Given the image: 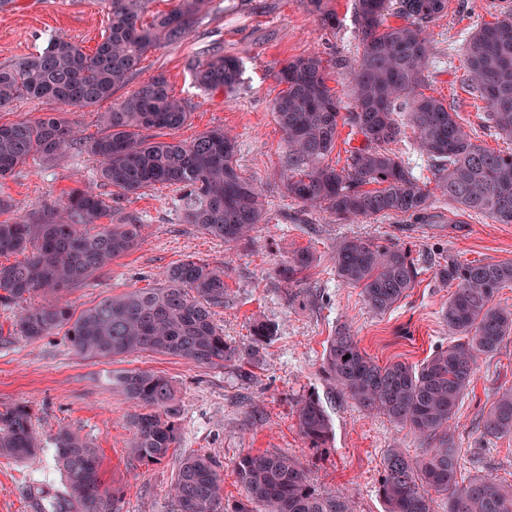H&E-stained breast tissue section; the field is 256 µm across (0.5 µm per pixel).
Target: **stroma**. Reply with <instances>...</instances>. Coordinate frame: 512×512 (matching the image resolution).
<instances>
[{
	"label": "stroma",
	"mask_w": 512,
	"mask_h": 512,
	"mask_svg": "<svg viewBox=\"0 0 512 512\" xmlns=\"http://www.w3.org/2000/svg\"><path fill=\"white\" fill-rule=\"evenodd\" d=\"M328 7L336 13L332 29L322 25L310 0H210L183 41L148 53L139 72L114 94L122 99L143 80L164 75L190 118L178 130L159 131V139L188 141L216 127L236 136L237 168L261 188L267 202L264 221L248 246L224 244L181 223L179 194L173 189L122 195L101 179L96 160L80 149L48 165L30 162L0 181V197L12 203L0 212V222L28 217L75 187L104 201L102 224L128 214L141 218L142 240L134 251L64 292L73 313L107 297L159 286L163 271L193 257L224 270L227 295L214 319L229 345L249 342L254 323L275 328L259 363L247 369L234 361L202 367L153 352L94 359L77 356L61 330L26 339L15 326L22 303L0 304V407L29 405L42 435L64 426L86 437L100 452L105 480L120 491L121 512H178L170 487L181 458L197 450L220 460L224 497L231 501L242 493L234 473L238 455L268 451L302 462L320 495L349 496L353 512H385L379 487L386 449L399 446L416 456L426 443L408 427L360 409L334 389L322 370L328 339L347 325L379 363H420L452 341L441 318L451 290L436 276L438 262L450 254L468 261H512V224L464 212L443 197L422 221L377 216L348 223L327 208L304 209L285 193L288 148L272 110L281 90L280 69L319 54L327 63L328 86L343 103L352 101L353 69L361 52L355 0H328ZM108 12L107 0H15L13 9L0 10V67L35 54L58 34L93 50ZM494 16L489 0H450L447 13L428 25L432 56L426 83L430 94L459 112L478 143L508 152L512 142L489 128L481 101L465 81L467 34ZM217 48L242 64L240 84L230 93L207 92L194 82L195 67ZM347 237L409 250L419 275L397 309L371 312L360 289L338 278L332 256ZM301 248L313 251L316 261L302 284L291 288L273 269ZM134 369L166 376L177 391L179 441L155 465L142 464L128 452L134 409L113 378ZM507 387H512V337L480 357L474 382L450 422L462 478L488 476L512 486V436L487 437L480 427L495 393ZM311 394L319 396L331 422L327 442L318 448L300 435L295 416L297 402ZM34 483L49 489L63 483L52 446L31 460L0 457V512H40L27 493Z\"/></svg>",
	"instance_id": "obj_1"
}]
</instances>
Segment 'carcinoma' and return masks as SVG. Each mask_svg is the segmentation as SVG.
Returning a JSON list of instances; mask_svg holds the SVG:
<instances>
[{"mask_svg": "<svg viewBox=\"0 0 512 512\" xmlns=\"http://www.w3.org/2000/svg\"><path fill=\"white\" fill-rule=\"evenodd\" d=\"M148 0H109L108 30L91 53L80 43L56 35L38 53L0 68V109L21 100L58 105L34 121L0 124V179L29 161L52 162L75 145L97 158L101 177L126 194L157 185L180 191L182 218L226 244L250 240L263 221L264 194L238 172L237 145L222 129L205 131L189 142L157 141L152 132L177 129L189 112L171 94L167 79L142 82L102 115L106 132L91 141L77 137L67 108L96 106L112 98L139 70L143 57L161 45L187 36L206 0H178L174 9L143 21ZM322 25L336 26V13L324 0H310ZM448 9V0H356L361 53L354 70L351 111L327 84L324 60L300 57L278 73L284 85L272 111L288 145V197L315 210L330 208L344 221L395 215L420 220L432 206V192L389 145L401 135L394 114L408 110L421 152L435 163V189L459 209L512 224V152L504 155L475 142L455 112L439 97L427 95L425 70L431 51L428 24ZM402 20L386 24L388 11ZM468 87L485 104L496 134L512 141V7L467 39ZM239 59L217 49L195 68L196 84L208 91H233L240 82ZM363 136L337 168L325 162L336 147L339 125ZM376 188H371V185ZM105 207L97 197L73 189L42 205L26 220L0 223V257L24 259L0 263V302L14 303L41 293L59 294L127 255L141 241L142 224L133 214L91 233ZM336 274L361 289L368 309L385 314L406 296L418 277L410 252L351 237L336 246ZM315 262L312 251H294L274 268L292 285ZM437 277L453 288L442 319L454 344L433 351L422 363L370 357L347 327L330 337L323 369L336 387L361 408L382 414L428 441L420 457L402 448L387 449L380 494L387 512H436V499L448 512H512V489L491 479L458 480L459 454L448 422L471 387L483 355L512 336V308L495 302L499 290L512 287V261H467L448 255ZM224 270L187 259L168 268L157 288H138L106 298L73 316L68 303L30 305L17 322L18 332L37 340L68 327L67 336L82 357L114 358L152 351L204 367L229 361L253 366L272 327L257 323L251 340L231 346L215 320L224 306ZM125 398L140 411L132 416L131 453L145 464L165 460L179 439L175 389L163 375L129 370L117 378ZM303 438L326 441L330 421L320 398L309 395L296 409ZM483 433L512 435V389L496 393L482 417ZM56 467L65 490L30 494L44 512H118L119 490L104 479L99 450L76 432L51 437ZM43 448L31 410L25 405L0 409V457L28 460ZM243 498L224 502L220 465L209 453L184 456L172 485L179 512H351L345 495L322 497L312 488L300 462L285 455L247 450L234 462Z\"/></svg>", "mask_w": 512, "mask_h": 512, "instance_id": "cac0c4a2", "label": "carcinoma"}]
</instances>
